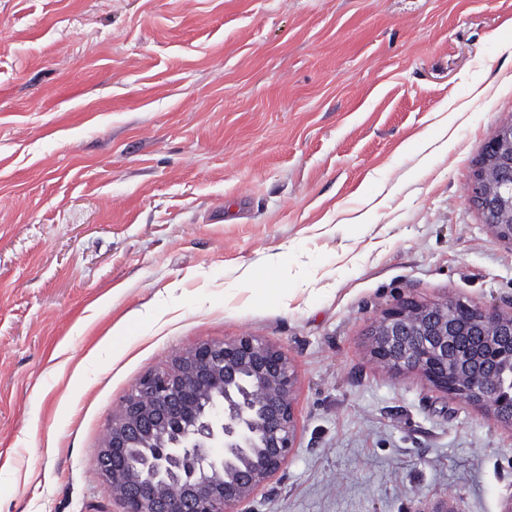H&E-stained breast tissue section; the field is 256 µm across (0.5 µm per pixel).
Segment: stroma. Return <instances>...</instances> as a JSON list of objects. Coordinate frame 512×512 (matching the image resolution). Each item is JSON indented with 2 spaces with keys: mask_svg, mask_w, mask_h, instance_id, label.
<instances>
[{
  "mask_svg": "<svg viewBox=\"0 0 512 512\" xmlns=\"http://www.w3.org/2000/svg\"><path fill=\"white\" fill-rule=\"evenodd\" d=\"M509 120L512 0H0V512H122L92 460L128 392L245 334L297 372L249 512H506L512 428L367 331L408 297L512 311L470 202ZM487 91L488 87L480 89H478V87H475L473 90V96L470 100L459 103L455 100L449 101L448 113H438V115L443 114L442 117L437 122L440 128V139H444V142L441 147L446 148L448 146V140H451L454 136L455 126L458 123H462L466 120V113L471 109L475 102H477L480 98L486 95ZM439 148L434 149L431 153H433Z\"/></svg>",
  "mask_w": 512,
  "mask_h": 512,
  "instance_id": "obj_1",
  "label": "stroma"
}]
</instances>
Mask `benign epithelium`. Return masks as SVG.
Masks as SVG:
<instances>
[{"label":"benign epithelium","instance_id":"obj_1","mask_svg":"<svg viewBox=\"0 0 512 512\" xmlns=\"http://www.w3.org/2000/svg\"><path fill=\"white\" fill-rule=\"evenodd\" d=\"M502 176L489 181V167ZM471 201L512 246V122L476 161ZM371 356L512 427V314L460 299H405L377 318ZM292 361L260 336L204 343L143 377L93 464L123 512H248L294 451Z\"/></svg>","mask_w":512,"mask_h":512}]
</instances>
